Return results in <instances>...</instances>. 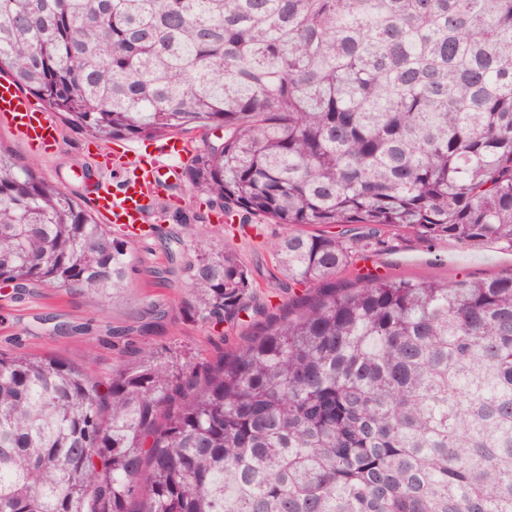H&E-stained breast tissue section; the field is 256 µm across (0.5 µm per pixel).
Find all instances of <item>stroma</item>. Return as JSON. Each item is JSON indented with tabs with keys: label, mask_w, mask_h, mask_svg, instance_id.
I'll use <instances>...</instances> for the list:
<instances>
[{
	"label": "stroma",
	"mask_w": 512,
	"mask_h": 512,
	"mask_svg": "<svg viewBox=\"0 0 512 512\" xmlns=\"http://www.w3.org/2000/svg\"><path fill=\"white\" fill-rule=\"evenodd\" d=\"M0 149L22 163H36L43 179L79 198L84 210L92 204L83 189L87 173L120 183L129 163L103 169L97 146L81 130L61 125L52 153L33 152L0 125ZM166 188L181 205L162 220L161 232L135 242L136 272L128 288L111 299L98 300L78 293L33 288L17 291L0 284V352L35 356L62 355L75 367L108 380L113 369L134 362L139 350H173L198 361H212L243 342L259 306L284 304L293 291L279 274L270 245L282 226L243 213L233 223L220 222L219 207L196 194L185 174L170 178ZM211 232L216 243L236 250L248 267L256 289L238 311L218 325L204 324L189 314V296L178 269L188 259L185 242ZM373 272L395 279L454 281L487 280L512 273V252L489 242L464 246L443 238L422 242L403 236L391 248L357 260L342 271L353 282Z\"/></svg>",
	"instance_id": "35a3bbf8"
}]
</instances>
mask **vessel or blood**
Listing matches in <instances>:
<instances>
[{
	"label": "vessel or blood",
	"instance_id": "1",
	"mask_svg": "<svg viewBox=\"0 0 512 512\" xmlns=\"http://www.w3.org/2000/svg\"><path fill=\"white\" fill-rule=\"evenodd\" d=\"M0 123L32 149L51 153L59 136L52 113L34 103L9 79L0 80ZM189 145L171 137L155 151L138 159L139 173L128 180L120 191H113L105 182L91 185L92 202L96 213L108 224H118L126 231L138 234L147 223L151 211L173 210L176 197H160L163 182L174 176Z\"/></svg>",
	"mask_w": 512,
	"mask_h": 512
}]
</instances>
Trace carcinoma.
I'll return each instance as SVG.
<instances>
[{
  "instance_id": "obj_1",
  "label": "carcinoma",
  "mask_w": 512,
  "mask_h": 512,
  "mask_svg": "<svg viewBox=\"0 0 512 512\" xmlns=\"http://www.w3.org/2000/svg\"><path fill=\"white\" fill-rule=\"evenodd\" d=\"M0 74L186 178L301 294L214 363L0 354V512H512V275H336L401 233L512 251V0H0ZM193 317L249 297L199 236ZM133 241L0 151V280L107 299Z\"/></svg>"
}]
</instances>
